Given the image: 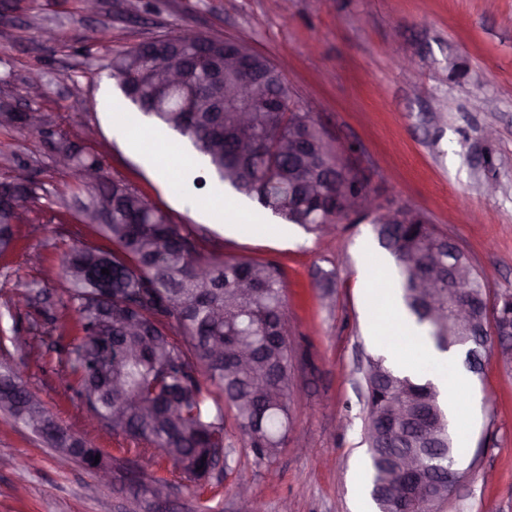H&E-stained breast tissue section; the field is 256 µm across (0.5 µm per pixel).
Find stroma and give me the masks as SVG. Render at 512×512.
Returning <instances> with one entry per match:
<instances>
[{
	"label": "stroma",
	"mask_w": 512,
	"mask_h": 512,
	"mask_svg": "<svg viewBox=\"0 0 512 512\" xmlns=\"http://www.w3.org/2000/svg\"><path fill=\"white\" fill-rule=\"evenodd\" d=\"M191 29L247 43L283 73L296 105L314 113L355 161L380 204L408 205L447 232L488 275L512 291V0H26L0 15V100L29 106L88 148L110 176L141 191L207 251L280 263L293 347L288 440L272 465L257 463L237 429L228 468L200 482L180 478L153 452L141 470L170 482L168 512H237L248 482L260 512H367L354 495L369 455L363 442L362 369L375 355L372 300L362 277L381 248L368 222L350 218L321 236L225 191L227 220L204 212L210 189L172 182V159L147 166L115 131L101 102L132 111L105 67L111 53ZM496 131L485 139L486 127ZM30 157L39 199L21 226L17 252L0 259V329L27 327L32 309L17 288L36 281L62 294L61 261L94 241L70 219L72 171L55 166L47 142L0 125V180L7 158ZM495 182V195L482 187ZM51 342L12 351L26 387L63 424L90 414L59 370ZM476 409L460 466L463 479L443 512H512V363L492 343L471 376ZM92 473L61 458L28 430L0 418V512H156L150 495L118 484L90 493Z\"/></svg>",
	"instance_id": "obj_1"
}]
</instances>
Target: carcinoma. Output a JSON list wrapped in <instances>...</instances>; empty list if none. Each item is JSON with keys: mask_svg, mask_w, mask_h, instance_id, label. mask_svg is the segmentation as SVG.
Wrapping results in <instances>:
<instances>
[{"mask_svg": "<svg viewBox=\"0 0 512 512\" xmlns=\"http://www.w3.org/2000/svg\"><path fill=\"white\" fill-rule=\"evenodd\" d=\"M206 43L218 56L247 52L253 66L270 68L267 58L250 52L240 41L210 35ZM106 68L121 85L147 75L142 98L133 105L161 127L189 140L207 173L194 179L196 187H204L210 178L257 201L287 224L312 234L325 232L326 214L336 205L334 188L319 177V192L297 194L296 183L309 173L298 149L282 151L279 144L304 136L306 151L318 156L329 173L336 168V158L329 154L326 133L314 114L292 103V91L280 75L244 87V99L255 109L248 130L238 129L236 113L228 107L224 133L219 134L207 112L219 90L205 71H190L180 85L171 86L161 66L135 46L111 54ZM271 95L283 102L286 111H264ZM0 124L35 134L49 141L54 152L69 155L77 194L83 196L73 218L96 228L108 242L106 246L82 243L64 253L65 297L55 300L44 288L21 293L41 318L31 327H42L45 337L57 330L58 310L71 315L61 367L76 384L77 397L103 425L112 427L113 436L136 443L139 453L156 450L189 482L200 480L197 467L207 466L203 458L215 462L228 439L226 407L255 460L272 463L288 435L292 405V348L281 264L205 254L188 225L173 223L166 211L137 189L110 176L102 159L77 142L42 123L28 127L23 113L8 101L0 102ZM243 136L263 148L246 162L239 160ZM86 168L98 169L96 182H83L81 173ZM1 189L9 195H24L32 204L38 200L36 182L28 178L4 182ZM17 219L15 211L0 207V257L17 248ZM358 219L372 224L379 246L393 256L405 313L422 327L436 350L456 346L449 336L453 327L448 319L430 317L418 288L426 264L448 267L447 233L434 229L423 213L407 224H384L373 214H361ZM105 260L112 291L101 294L90 272ZM249 281L259 282L260 287L243 290ZM457 290L485 299L489 295L488 284L473 264ZM511 298L512 292L497 297L498 312L484 320L487 338L502 332L503 313ZM240 350L250 353L249 362L239 360ZM364 381L368 398L363 432L370 461L366 482L378 512H399L402 471L411 455L420 456L431 490L406 508L435 512V504L448 500V468L457 467L461 453L437 386L421 373L413 377L398 373L382 356L368 359ZM424 392L437 412V425L427 441L413 428ZM20 398L34 399V394L12 366L1 362L0 412L41 437L43 421L55 416L38 399L36 415H21ZM47 443L87 469H95L97 449L86 457L61 437Z\"/></svg>", "mask_w": 512, "mask_h": 512, "instance_id": "1", "label": "carcinoma"}]
</instances>
